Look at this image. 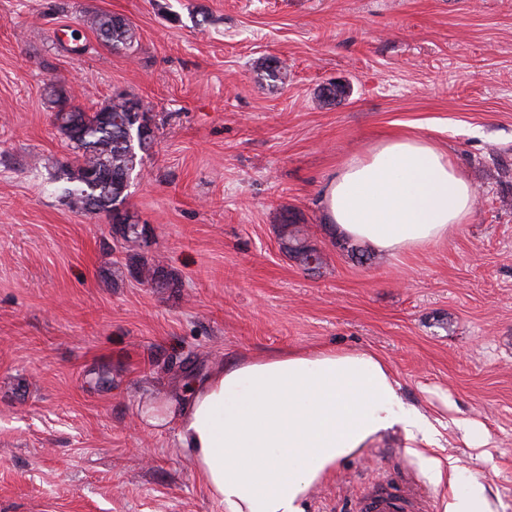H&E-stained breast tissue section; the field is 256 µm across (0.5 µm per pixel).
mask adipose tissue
I'll return each instance as SVG.
<instances>
[{
    "mask_svg": "<svg viewBox=\"0 0 512 512\" xmlns=\"http://www.w3.org/2000/svg\"><path fill=\"white\" fill-rule=\"evenodd\" d=\"M325 201L344 236L397 253L447 237L475 194L446 151L393 135L342 163ZM398 391L375 353L318 347L214 362L186 387L146 395L137 412L146 429L174 428L221 512H305L311 488L383 435L403 431L415 455L431 445Z\"/></svg>",
    "mask_w": 512,
    "mask_h": 512,
    "instance_id": "adipose-tissue-1",
    "label": "adipose tissue"
}]
</instances>
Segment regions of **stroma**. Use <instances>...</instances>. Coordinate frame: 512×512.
<instances>
[{"mask_svg": "<svg viewBox=\"0 0 512 512\" xmlns=\"http://www.w3.org/2000/svg\"><path fill=\"white\" fill-rule=\"evenodd\" d=\"M96 13L126 18L133 48L101 44ZM50 84L89 112L123 92L152 114L127 203L177 287L140 280L105 216L53 189L75 155ZM394 132L445 150L476 202L447 239L384 255L337 233L324 189ZM289 215L319 270L283 250ZM318 346L387 361L434 455L512 512V0H0V512H217L174 429L138 426L140 398ZM410 476L444 512L448 487L398 431L306 512Z\"/></svg>", "mask_w": 512, "mask_h": 512, "instance_id": "1", "label": "stroma"}]
</instances>
